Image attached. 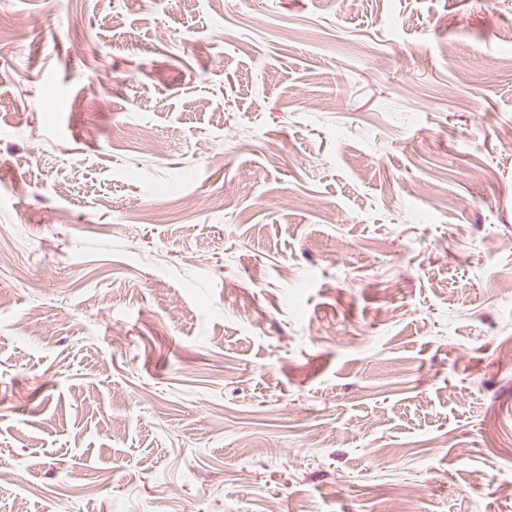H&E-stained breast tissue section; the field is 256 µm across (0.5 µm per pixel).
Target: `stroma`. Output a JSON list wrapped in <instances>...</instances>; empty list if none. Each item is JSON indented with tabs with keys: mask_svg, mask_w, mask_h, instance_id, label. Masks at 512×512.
<instances>
[{
	"mask_svg": "<svg viewBox=\"0 0 512 512\" xmlns=\"http://www.w3.org/2000/svg\"><path fill=\"white\" fill-rule=\"evenodd\" d=\"M124 9L0 0V512H512V0Z\"/></svg>",
	"mask_w": 512,
	"mask_h": 512,
	"instance_id": "1",
	"label": "stroma"
}]
</instances>
